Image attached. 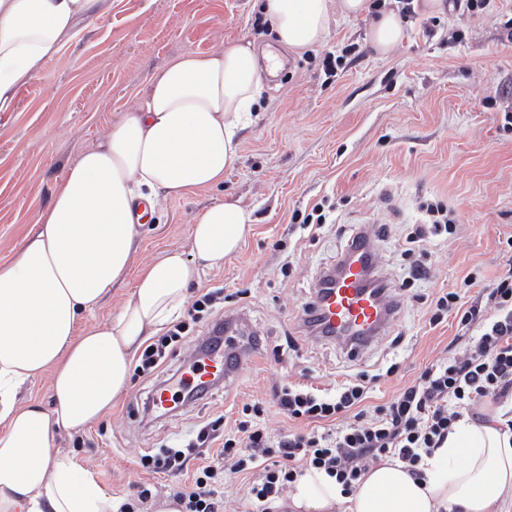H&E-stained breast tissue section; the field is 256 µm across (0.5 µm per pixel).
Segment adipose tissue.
Returning a JSON list of instances; mask_svg holds the SVG:
<instances>
[{
    "mask_svg": "<svg viewBox=\"0 0 512 512\" xmlns=\"http://www.w3.org/2000/svg\"><path fill=\"white\" fill-rule=\"evenodd\" d=\"M278 43L301 54L324 40L333 16L372 14L369 43L386 53L404 34L398 9L371 0H260ZM112 0H0V112L73 38L79 20L104 22ZM264 90L256 49L229 42L173 58L144 98L70 165L48 207L12 258L0 264V512H114L73 456L54 452L60 434L82 433L126 392L134 354L183 312L197 262L224 266L245 242L251 209L219 200L194 217L191 259L158 255L133 270L142 235L139 205L216 188L239 158L240 133L259 117ZM134 276L116 314L81 326L113 286ZM50 373L51 409L23 400ZM512 501V435L498 418L460 421L424 461L415 482L400 462L371 466L356 491L324 470L290 483L292 512H501Z\"/></svg>",
    "mask_w": 512,
    "mask_h": 512,
    "instance_id": "obj_1",
    "label": "adipose tissue"
}]
</instances>
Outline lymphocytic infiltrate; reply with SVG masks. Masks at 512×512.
Here are the masks:
<instances>
[{"label": "lymphocytic infiltrate", "instance_id": "f902f5d3", "mask_svg": "<svg viewBox=\"0 0 512 512\" xmlns=\"http://www.w3.org/2000/svg\"><path fill=\"white\" fill-rule=\"evenodd\" d=\"M422 208L428 223L413 225L401 245L415 280L426 273L422 257L428 246L457 232L442 203L426 202ZM476 281L471 275L437 293L426 311L433 326L448 315L457 316L467 339L462 353L426 366L373 412L362 409L371 381L363 372L329 390L301 383L278 387L273 402L294 422V429L271 435L263 423V403H246L229 432L220 433L219 421H212L184 447L142 455L141 468L177 477L173 496L184 512H224L221 488L236 474L246 479L249 512H277L276 503L289 483L308 466L325 470L347 491L358 487L371 465L388 457L404 464L413 479H422L421 462L441 447L465 413L488 402L501 406L512 398V269L485 290L483 299L471 301L467 293ZM224 299L223 288L215 287L193 300L182 320L145 347L136 377L160 375L169 352L216 320ZM219 435L224 442L216 458L198 468L191 480L180 481L188 464Z\"/></svg>", "mask_w": 512, "mask_h": 512}]
</instances>
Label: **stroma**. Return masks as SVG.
<instances>
[{
	"mask_svg": "<svg viewBox=\"0 0 512 512\" xmlns=\"http://www.w3.org/2000/svg\"><path fill=\"white\" fill-rule=\"evenodd\" d=\"M442 13L413 9L404 37L389 53L369 44V17L332 21L325 42L266 76L258 121L242 136L238 162L223 186L186 198H160L147 223L137 262L167 251L188 253L193 219L205 206L232 197L254 211L255 224L241 249L218 270L204 271L189 299L223 286L227 310L244 313L253 332L269 343L254 353L234 383L171 417L138 419L137 400L151 381L131 382L109 418L83 433L81 445L61 436L100 486L122 497L130 482L150 479L155 497L170 493L171 477L146 475L141 454L173 443L194 425L224 417L242 404L263 400L271 434L289 423L269 405L275 384L309 380L331 388L360 371L374 375L368 405L383 403L432 361L461 352L458 324L448 317L430 326L425 298L456 287L468 274L477 283L469 298L491 287L512 266V0H444ZM256 0H112L101 24L82 21L79 33L39 75L21 88L13 111L0 113V263L10 260L37 213L50 202L67 166L107 134L112 123L143 97L148 79L169 60L247 40L274 45L270 27H257ZM354 53H346L348 45ZM342 57L338 69L326 54ZM439 201L459 230L431 246L428 272L413 281L390 335L356 356L340 345L298 332V311L308 300L313 271L333 262L344 231L386 224L380 244L383 275L401 282L408 265L395 238L421 224V202ZM328 202L330 226L316 237L289 235L293 214ZM286 241L278 250L277 241ZM289 271H282V264ZM402 334L400 346L391 334ZM297 336L292 350L273 345ZM394 375H386L390 364Z\"/></svg>",
	"mask_w": 512,
	"mask_h": 512,
	"instance_id": "1",
	"label": "stroma"
}]
</instances>
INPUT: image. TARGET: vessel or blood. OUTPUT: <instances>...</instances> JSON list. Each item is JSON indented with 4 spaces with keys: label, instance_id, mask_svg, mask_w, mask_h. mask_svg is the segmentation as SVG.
<instances>
[{
    "label": "vessel or blood",
    "instance_id": "1",
    "mask_svg": "<svg viewBox=\"0 0 512 512\" xmlns=\"http://www.w3.org/2000/svg\"><path fill=\"white\" fill-rule=\"evenodd\" d=\"M376 243L365 237L353 245L347 254L348 262L326 295H315L309 315L316 323L324 324L334 334L350 339L353 350L359 351L380 336L385 326L394 321L400 307L397 296L365 289V276L374 271ZM248 350L230 353L224 343H211L201 351V364L196 372L201 383L197 396H205L213 379L234 381L248 357Z\"/></svg>",
    "mask_w": 512,
    "mask_h": 512
}]
</instances>
